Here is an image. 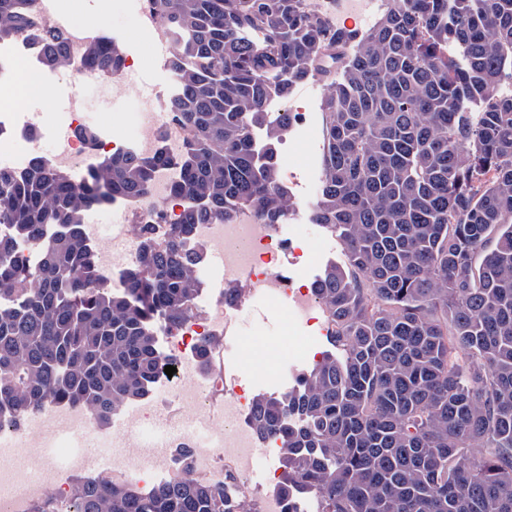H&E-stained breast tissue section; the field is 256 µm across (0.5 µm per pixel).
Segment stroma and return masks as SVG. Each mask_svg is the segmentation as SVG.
Segmentation results:
<instances>
[{
    "label": "stroma",
    "mask_w": 512,
    "mask_h": 512,
    "mask_svg": "<svg viewBox=\"0 0 512 512\" xmlns=\"http://www.w3.org/2000/svg\"><path fill=\"white\" fill-rule=\"evenodd\" d=\"M63 13L89 19V29L112 37L122 52L134 59L128 78L153 88L172 86L174 79L163 63L157 43L141 28L137 0H119L109 7L106 0H55ZM37 76L44 88L72 87L82 99V123L88 129L120 139L126 148L137 140L143 99L132 93L128 79L112 75L96 82L85 81L67 69L39 67ZM324 87L312 80L296 83L287 98L275 100L266 124L255 127L257 147L268 141L271 121L279 113L291 115L276 143L278 166L293 197L294 208L281 224L283 234L295 238L298 247L308 252L306 264L295 270L297 281L310 285L321 269L344 258V245L338 235L311 223L310 209L316 202L322 175ZM238 336L235 352L227 362L233 374L245 379L262 376L255 393L287 391L296 372L310 368L328 350L326 328L307 325L291 310L274 302L259 300L236 312Z\"/></svg>",
    "instance_id": "stroma-1"
}]
</instances>
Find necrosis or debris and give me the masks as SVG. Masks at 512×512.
Returning <instances> with one entry per match:
<instances>
[{"label": "necrosis or debris", "mask_w": 512, "mask_h": 512, "mask_svg": "<svg viewBox=\"0 0 512 512\" xmlns=\"http://www.w3.org/2000/svg\"><path fill=\"white\" fill-rule=\"evenodd\" d=\"M33 23L6 43L0 42V87L17 82L18 68H32L40 59L39 32L55 14L54 0H35ZM170 98L165 90H157L146 112L141 116L137 141L140 155L165 150L171 157L183 154L187 134L182 126L169 117ZM179 177L171 166L158 168L147 194L131 204V217L121 230L124 241L121 267H129L138 256L137 227L151 225L156 242H164L175 223L181 221L184 207L175 198L173 186ZM193 251L207 255L220 250L224 253V278L207 281V303L193 307L180 326L171 330L164 356L176 367L175 377L168 384L173 402L185 421L165 437L170 451L189 447L193 453L182 466H175L169 453L155 454L152 447L141 445L137 433L160 424L164 414L154 403L129 408L125 419L129 436H121L116 427H93L89 416L79 407L49 403L37 411L24 432L12 433L17 448L44 455L46 449L57 448L56 463L37 464L33 474L16 470L13 460H0V512H31L35 503L47 491H55L59 512H68L69 480L75 473L87 470L81 453L56 441V432L68 427H93L97 442L105 448H116L119 442L136 448V455L117 452L110 468L101 471L103 479L112 482L145 484L154 475L191 476L234 491L245 512H288L285 501L276 495L254 497L250 474L257 454H272L277 448L275 438H261L249 417L255 400L249 396L241 380L227 375L221 364H214L207 377L206 389L189 370L185 355L194 351L204 338L233 337L236 334L234 312L243 303L260 298L290 299L295 312L309 313L314 300L309 290L295 283L288 266L299 263L304 253L292 249L272 225L261 223L250 210H240L233 222L198 224L191 241ZM235 288L233 300L224 297L225 288Z\"/></svg>", "instance_id": "4bbe7bcc"}]
</instances>
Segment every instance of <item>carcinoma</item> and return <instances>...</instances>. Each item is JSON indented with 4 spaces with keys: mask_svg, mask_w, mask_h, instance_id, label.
Listing matches in <instances>:
<instances>
[{
    "mask_svg": "<svg viewBox=\"0 0 512 512\" xmlns=\"http://www.w3.org/2000/svg\"><path fill=\"white\" fill-rule=\"evenodd\" d=\"M33 0H0V41L27 28ZM173 34L171 112L188 131L160 150L96 159L81 180L34 158L0 168V430L50 402L94 421L144 397L162 367L158 324L195 305L197 224L241 209L279 224L293 209L275 140L256 149L268 101L323 83L322 183L312 223L340 235L344 259L312 289L331 350L252 422L281 443L278 494L317 512H512V0H389L368 31L328 24L307 0H150ZM259 31L253 41L248 33ZM461 58L448 54V41ZM42 64L66 66L43 28ZM124 63L92 39L90 69ZM179 169L184 219L162 246L141 227L122 285L100 279L84 213L145 196L155 169ZM56 233L40 259L13 241ZM71 512H242L224 488L175 477L149 493L79 477Z\"/></svg>",
    "mask_w": 512,
    "mask_h": 512,
    "instance_id": "obj_1",
    "label": "carcinoma"
}]
</instances>
